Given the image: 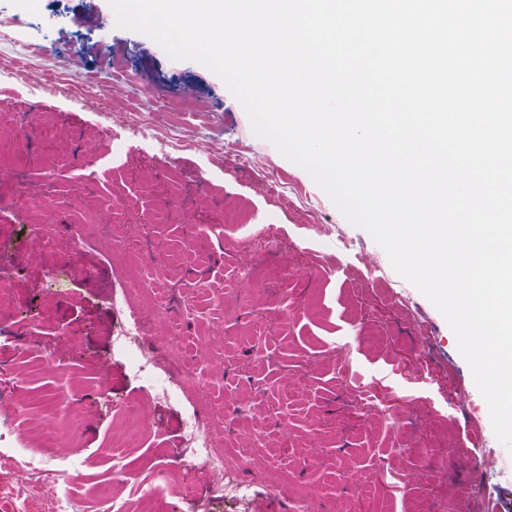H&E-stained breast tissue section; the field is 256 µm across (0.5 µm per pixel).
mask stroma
<instances>
[{
	"label": "stroma",
	"instance_id": "1",
	"mask_svg": "<svg viewBox=\"0 0 512 512\" xmlns=\"http://www.w3.org/2000/svg\"><path fill=\"white\" fill-rule=\"evenodd\" d=\"M109 0H0V114L26 118L31 130L15 161L9 127H0V284L26 322L27 336L0 345V394L21 405L15 418L28 427L25 454L53 458L55 472H19L18 452L0 444V512H44L42 488L53 482L73 503L72 512H109L99 492L114 488V468L124 472L125 491L150 486L159 470L179 459L180 422L197 408L178 393L153 402L149 383L129 355L113 352L118 320L107 302L120 274L134 261L141 239L165 251L181 241L183 256L167 274L172 312L188 310L179 334L188 348L181 359L210 372L201 349L196 315L205 298L237 302L235 315L217 323L232 351L209 405L244 408L238 429L244 441L257 431L293 465L282 471L243 472L239 497L211 503V512H285L294 489L316 485L323 512H405L415 489L423 512L448 502L467 512H512V451L496 438L489 408L457 349L444 317L392 268L385 250L352 225L300 166L252 131L245 107L224 80L205 65L172 60L145 34L114 27ZM82 49L86 73L66 70L61 60ZM128 59L138 80L113 97L84 102L87 76H105ZM25 68L37 77L26 85L7 76ZM154 85L158 100L194 95L179 128L155 126L135 145L112 138L105 112H135L140 89ZM187 146L161 149L172 133ZM97 138L98 160L82 163L88 135ZM266 164L268 172L233 168L230 147ZM59 203L63 238L27 261L26 246L44 213L20 212L19 183ZM180 196L166 221L143 228L171 185ZM129 215L126 244L101 236L111 221L109 203ZM253 225L274 226L276 249L267 251L265 287L240 293L224 287L257 244ZM83 241L82 263H69L67 237ZM281 290L291 310L283 323H265L270 289ZM263 328V363H252L250 332ZM163 369L180 359L166 347ZM49 368H39L43 358ZM152 408L149 432L139 447L112 457L107 447L127 404ZM391 409L400 430L378 421ZM55 432L30 430L45 413ZM287 417L280 429L278 417ZM432 448L423 467L408 446ZM493 460L491 471L478 469Z\"/></svg>",
	"mask_w": 512,
	"mask_h": 512
}]
</instances>
